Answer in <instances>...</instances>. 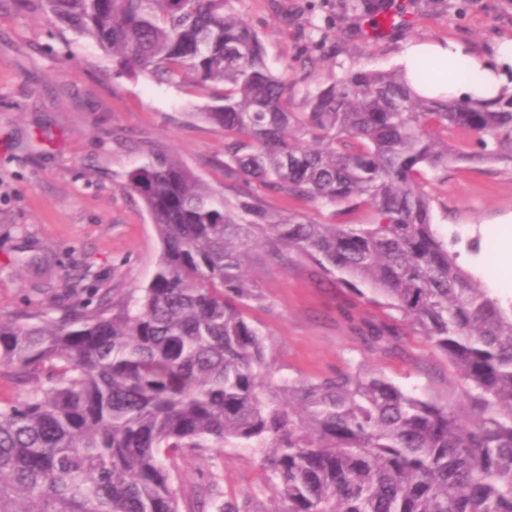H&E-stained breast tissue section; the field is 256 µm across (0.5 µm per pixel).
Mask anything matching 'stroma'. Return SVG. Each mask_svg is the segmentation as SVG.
<instances>
[{
  "mask_svg": "<svg viewBox=\"0 0 512 512\" xmlns=\"http://www.w3.org/2000/svg\"><path fill=\"white\" fill-rule=\"evenodd\" d=\"M379 0H230L262 37L273 70L288 69L290 101L303 111L309 95L349 69L401 66L415 42L454 41L488 60L512 40V0H405L410 19L381 40L364 36ZM316 41L320 58L299 61ZM206 96L144 77L116 78L96 45L43 17L38 0H0V314L23 317L55 306L70 291L96 306L146 284L161 244L149 214L122 185L156 145L176 153L203 180L216 183L224 133L197 116ZM432 222L454 239L460 264L485 287L491 231L512 238V164L474 163L425 171ZM264 297L249 315L268 335L277 374L317 379L356 364L381 368L407 390H445L448 363L408 335L404 352L384 357L357 328L397 323L398 311L346 288L320 284L308 262L287 270L250 259ZM435 369L426 378L417 369ZM181 505L216 512H268L260 457L242 448H199L174 459Z\"/></svg>",
  "mask_w": 512,
  "mask_h": 512,
  "instance_id": "1",
  "label": "stroma"
}]
</instances>
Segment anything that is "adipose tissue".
Wrapping results in <instances>:
<instances>
[{"label":"adipose tissue","mask_w":512,"mask_h":512,"mask_svg":"<svg viewBox=\"0 0 512 512\" xmlns=\"http://www.w3.org/2000/svg\"><path fill=\"white\" fill-rule=\"evenodd\" d=\"M420 59L447 75L445 81L426 88V95L431 97L444 93L455 97L472 94L489 98L496 96L501 86L512 81V76L506 71L507 64L512 63V41L501 44L493 62L465 52L461 45L453 42L408 45L404 51L405 65H412Z\"/></svg>","instance_id":"ef3b65f1"}]
</instances>
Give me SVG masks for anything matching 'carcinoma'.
<instances>
[{"instance_id":"cac0c4a2","label":"carcinoma","mask_w":512,"mask_h":512,"mask_svg":"<svg viewBox=\"0 0 512 512\" xmlns=\"http://www.w3.org/2000/svg\"><path fill=\"white\" fill-rule=\"evenodd\" d=\"M113 73L187 84L224 131L229 193L150 148L123 188L161 253L127 299L0 317V512H181L168 462L190 448L260 455L269 512H512V300L480 287L433 228L424 169L512 163V92L422 96L406 69L350 70L298 112L288 70L227 0H41ZM416 82H436L413 64ZM333 208L273 212L253 186ZM298 260L398 311L448 361L417 393L357 365L275 384L247 262ZM379 354L401 333L366 330Z\"/></svg>"}]
</instances>
